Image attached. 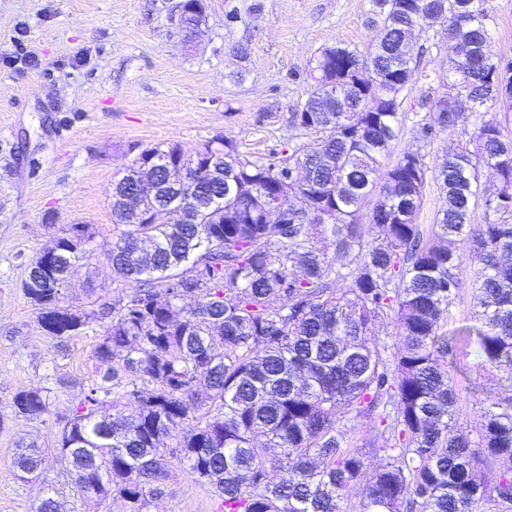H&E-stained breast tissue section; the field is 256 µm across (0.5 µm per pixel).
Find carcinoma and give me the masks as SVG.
I'll list each match as a JSON object with an SVG mask.
<instances>
[{
  "mask_svg": "<svg viewBox=\"0 0 512 512\" xmlns=\"http://www.w3.org/2000/svg\"><path fill=\"white\" fill-rule=\"evenodd\" d=\"M486 2L370 0L377 35L364 51L324 47L310 62L313 89L292 124L315 139L277 161L242 160L218 138L143 150L168 158L148 171L158 205L177 217L185 195L170 163L184 156L224 220L127 224L133 175L114 181L120 231L103 250L116 277L139 285L127 302L65 306V269L93 253L85 224L32 259L23 291L58 343L106 323L98 380L62 417L53 448L77 487L130 512L180 472L212 485L224 512H347L357 490L360 512H477L487 501L512 512V402H490L464 430L448 376V357L474 340L492 368L512 369V137L482 119L474 150L434 168L424 153L432 135L457 127L448 95L512 99V58L492 49ZM436 27L453 49L445 92L422 93L417 144L389 164L417 71L413 39ZM293 166L305 181L282 196ZM481 167L495 177L489 191ZM431 180L444 200L427 236L415 216ZM276 200L285 222L266 224ZM458 238L478 261L483 326L450 337L441 328L465 288ZM386 321L394 348L369 342ZM123 399L133 415L116 410ZM12 403L24 417L48 412L37 390ZM47 455L19 442L11 465L38 475ZM371 455L383 463L370 474Z\"/></svg>",
  "mask_w": 512,
  "mask_h": 512,
  "instance_id": "cac0c4a2",
  "label": "carcinoma"
}]
</instances>
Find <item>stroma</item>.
<instances>
[{"mask_svg":"<svg viewBox=\"0 0 512 512\" xmlns=\"http://www.w3.org/2000/svg\"><path fill=\"white\" fill-rule=\"evenodd\" d=\"M179 2L0 0V512H36L48 496L59 512H126L117 499L89 500L54 460L36 480L10 465L18 441L55 446L58 415L96 380L101 338L89 329L61 348L42 331L21 288L33 257L69 224L111 238L112 182L143 149L189 150L221 137L240 158L266 162L303 143L290 120L311 90L312 58L339 42L365 49L375 34L370 0H202L203 22L192 31L178 24ZM419 42L426 53L404 92L396 156L415 145L417 100L438 85L451 55L440 32ZM485 113L512 131V100L479 113L463 107L456 130L426 146L427 164L467 148L468 130ZM135 290L98 252L79 263L65 302L80 313ZM455 360L451 375L469 421L489 401L512 399V371L491 368L477 344ZM21 390L40 391L48 413L16 415ZM220 504L209 483L184 475L142 512H220Z\"/></svg>","mask_w":512,"mask_h":512,"instance_id":"35a3bbf8","label":"stroma"}]
</instances>
